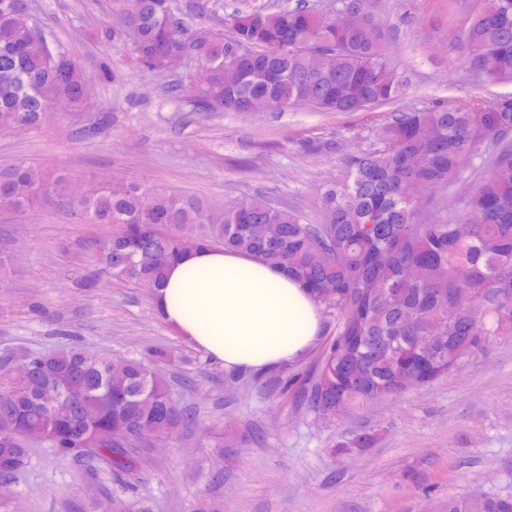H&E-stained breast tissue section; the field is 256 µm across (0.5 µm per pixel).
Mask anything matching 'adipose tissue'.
<instances>
[{
  "label": "adipose tissue",
  "instance_id": "1",
  "mask_svg": "<svg viewBox=\"0 0 512 512\" xmlns=\"http://www.w3.org/2000/svg\"><path fill=\"white\" fill-rule=\"evenodd\" d=\"M161 318L224 367L267 370L317 343L320 307L280 268L221 249L184 252L154 295Z\"/></svg>",
  "mask_w": 512,
  "mask_h": 512
}]
</instances>
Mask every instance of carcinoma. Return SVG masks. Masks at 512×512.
I'll list each match as a JSON object with an SVG mask.
<instances>
[{
	"mask_svg": "<svg viewBox=\"0 0 512 512\" xmlns=\"http://www.w3.org/2000/svg\"><path fill=\"white\" fill-rule=\"evenodd\" d=\"M482 2L465 31V64L489 85L512 82V0ZM339 9L349 21L334 30L304 6L233 15L232 36L176 91L199 112H244L258 95L277 112H363L398 100L407 82L391 68L365 0H339ZM111 10L124 16L142 67L195 53L199 37L170 0H111ZM28 11L29 0H0V130L38 126L60 104H87L84 69L62 50L49 56ZM241 43L250 54L232 51ZM226 68L239 72L237 82H224ZM382 137L385 148L354 156L318 193L312 220L257 196L218 210L139 183L77 195L65 177L24 163L0 167V210L22 213L55 197L91 224L118 225L97 262L114 279L155 289L189 242L283 268L336 313L335 336L298 378L307 408L335 416L428 385L491 338L512 336V99L397 112ZM472 171L479 177L469 179ZM455 184L466 191L452 211H432L416 196ZM431 318L443 322L435 337ZM24 359V377L0 382V483L24 472L33 435L55 454L82 449L77 459L99 474L132 476L142 428L169 439L194 420L140 360L111 363L79 345ZM448 512H512V496L450 498Z\"/></svg>",
	"mask_w": 512,
	"mask_h": 512,
	"instance_id": "cac0c4a2",
	"label": "carcinoma"
}]
</instances>
